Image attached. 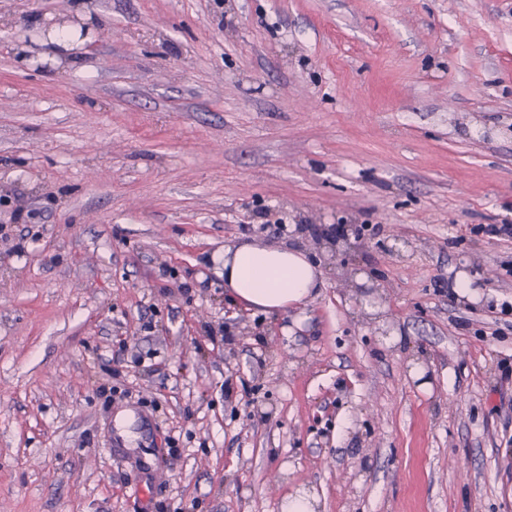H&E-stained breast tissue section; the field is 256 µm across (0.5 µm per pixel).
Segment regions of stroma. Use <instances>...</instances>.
<instances>
[{"label": "stroma", "instance_id": "1", "mask_svg": "<svg viewBox=\"0 0 512 512\" xmlns=\"http://www.w3.org/2000/svg\"><path fill=\"white\" fill-rule=\"evenodd\" d=\"M490 224L512 0H0V512H512ZM240 241L320 294L232 304ZM318 264L296 245L224 246V288L254 313L280 314L303 306L324 286Z\"/></svg>", "mask_w": 512, "mask_h": 512}]
</instances>
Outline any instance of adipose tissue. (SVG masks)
I'll list each match as a JSON object with an SVG mask.
<instances>
[{
  "instance_id": "ef3b65f1",
  "label": "adipose tissue",
  "mask_w": 512,
  "mask_h": 512,
  "mask_svg": "<svg viewBox=\"0 0 512 512\" xmlns=\"http://www.w3.org/2000/svg\"><path fill=\"white\" fill-rule=\"evenodd\" d=\"M224 286L245 309L274 315L304 305L324 279L298 246L233 243L224 247Z\"/></svg>"
}]
</instances>
